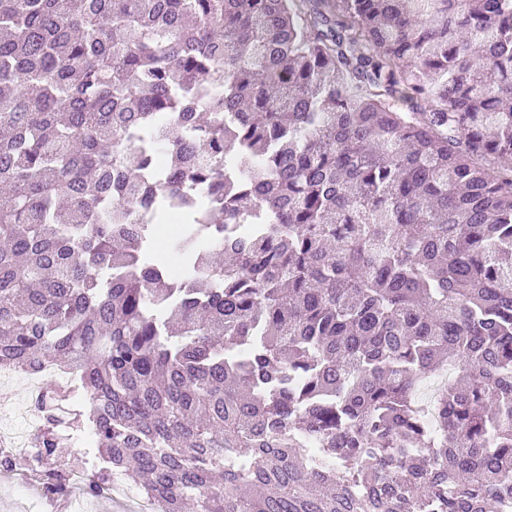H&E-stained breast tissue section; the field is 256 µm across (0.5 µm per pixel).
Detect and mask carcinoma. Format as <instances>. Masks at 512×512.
I'll use <instances>...</instances> for the list:
<instances>
[{"mask_svg":"<svg viewBox=\"0 0 512 512\" xmlns=\"http://www.w3.org/2000/svg\"><path fill=\"white\" fill-rule=\"evenodd\" d=\"M0 186L46 493L85 427L158 512L512 499V0H0Z\"/></svg>","mask_w":512,"mask_h":512,"instance_id":"obj_1","label":"carcinoma"}]
</instances>
